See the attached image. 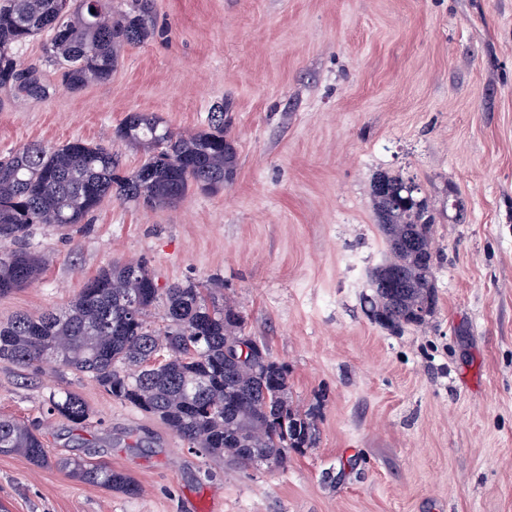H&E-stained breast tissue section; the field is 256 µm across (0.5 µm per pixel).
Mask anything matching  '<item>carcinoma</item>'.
<instances>
[{
  "label": "carcinoma",
  "instance_id": "1",
  "mask_svg": "<svg viewBox=\"0 0 512 512\" xmlns=\"http://www.w3.org/2000/svg\"><path fill=\"white\" fill-rule=\"evenodd\" d=\"M99 10L96 22L90 11ZM149 0H0V92L14 98L48 99L53 84L36 66H25L14 49L39 35L46 62L62 83L80 89L112 74L121 47L150 34ZM229 104L210 113L207 127L175 133L156 116L130 112L116 135L140 148L143 162L123 171L112 150L82 139L57 147L29 145L0 156V242L22 241L35 224L61 229L88 224L115 194L156 208L173 205L191 190L215 192L237 166L227 131ZM420 187L398 175L374 177L372 195L389 256L370 271L372 309L388 328L419 326L437 306L434 221ZM42 256L27 248L0 249V296L35 281ZM163 303V324L153 309ZM247 339L250 352L227 344ZM58 367L92 378L114 399L152 415L188 447L205 456L278 468L288 451L310 448L315 430L288 399V372L245 330L237 306L216 300L196 282L159 287L139 262L110 265L88 279L67 308L38 317L17 314L0 326V362L39 370ZM50 411L74 425L90 418L82 396L57 390ZM19 454L38 467L50 465L39 430L0 417V455ZM57 465L76 480L134 495L129 474L85 459Z\"/></svg>",
  "mask_w": 512,
  "mask_h": 512
}]
</instances>
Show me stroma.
I'll list each match as a JSON object with an SVG mask.
<instances>
[{
    "label": "stroma",
    "mask_w": 512,
    "mask_h": 512,
    "mask_svg": "<svg viewBox=\"0 0 512 512\" xmlns=\"http://www.w3.org/2000/svg\"><path fill=\"white\" fill-rule=\"evenodd\" d=\"M151 34L112 76L51 98L0 93V153L82 138L128 170L131 112L174 132L232 104V179L144 208L111 196L91 223L36 225L46 261L0 297V324L64 308L115 262L159 287L223 281L246 330L288 372L314 447L280 468L202 457L92 379L0 362V417L35 426L52 458L131 474L126 496L0 455L8 512H512V0H152ZM414 180L435 217L438 306L387 329L368 271L388 254L372 183ZM70 389L92 414H51Z\"/></svg>",
    "instance_id": "35a3bbf8"
}]
</instances>
